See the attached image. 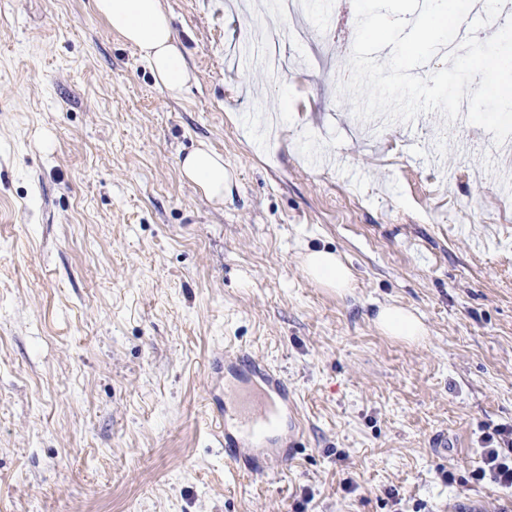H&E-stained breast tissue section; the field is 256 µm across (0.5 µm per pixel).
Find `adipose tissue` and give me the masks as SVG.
Listing matches in <instances>:
<instances>
[{
	"instance_id": "obj_1",
	"label": "adipose tissue",
	"mask_w": 512,
	"mask_h": 512,
	"mask_svg": "<svg viewBox=\"0 0 512 512\" xmlns=\"http://www.w3.org/2000/svg\"><path fill=\"white\" fill-rule=\"evenodd\" d=\"M93 9L137 51L155 85L168 97L179 98L193 75L185 65L181 42L162 0H93ZM179 168L182 177L196 184L209 200L223 202L227 171L222 154L202 144L180 160ZM303 268L310 279L337 292H349L354 286L351 270L336 252L309 251ZM376 324L388 335L410 342L426 335L418 316L395 306L380 307Z\"/></svg>"
}]
</instances>
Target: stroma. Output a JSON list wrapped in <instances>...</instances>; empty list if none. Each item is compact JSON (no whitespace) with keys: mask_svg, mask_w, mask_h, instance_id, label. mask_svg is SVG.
<instances>
[{"mask_svg":"<svg viewBox=\"0 0 512 512\" xmlns=\"http://www.w3.org/2000/svg\"><path fill=\"white\" fill-rule=\"evenodd\" d=\"M309 3L165 0L194 75L173 99L92 0H0V512L503 506L471 473L512 423V154L437 113L359 125L330 79L352 0ZM272 25L275 74L242 58ZM201 141L220 204L180 174ZM315 249L351 294L306 275ZM228 351L296 395L304 445L273 473L224 460L211 413L260 394L213 376ZM306 275L329 288H336L338 293H347L354 288L351 270L334 251L312 250L303 258ZM375 321L377 326L388 335L409 342H418L426 335L425 325L418 316L395 306H381Z\"/></svg>","mask_w":512,"mask_h":512,"instance_id":"35a3bbf8","label":"stroma"}]
</instances>
